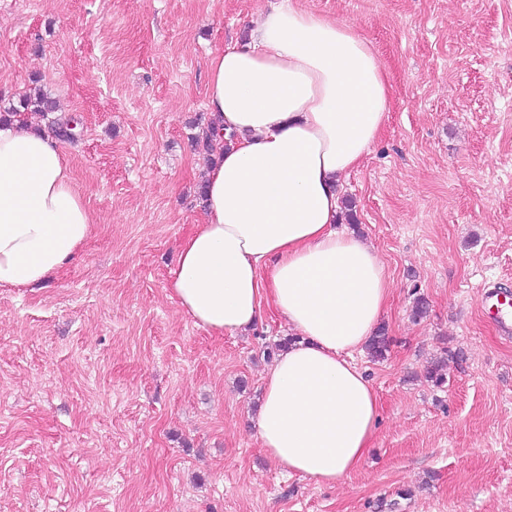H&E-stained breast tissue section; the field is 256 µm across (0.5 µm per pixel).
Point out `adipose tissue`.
Segmentation results:
<instances>
[{
	"label": "adipose tissue",
	"instance_id": "ef3b65f1",
	"mask_svg": "<svg viewBox=\"0 0 512 512\" xmlns=\"http://www.w3.org/2000/svg\"><path fill=\"white\" fill-rule=\"evenodd\" d=\"M390 103L388 75L353 25L296 0L262 13L248 42L209 61L207 106L225 148L170 283L198 327L233 335L268 307L298 333L264 377L255 429L282 471L324 486L359 468L379 419L351 356L375 332L389 282L376 252L337 230V186ZM92 230L59 140L0 124V287L48 280Z\"/></svg>",
	"mask_w": 512,
	"mask_h": 512
}]
</instances>
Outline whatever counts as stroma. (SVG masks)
<instances>
[{
  "label": "stroma",
  "mask_w": 512,
  "mask_h": 512,
  "mask_svg": "<svg viewBox=\"0 0 512 512\" xmlns=\"http://www.w3.org/2000/svg\"><path fill=\"white\" fill-rule=\"evenodd\" d=\"M277 0H0V109L57 103L94 219L46 283L0 287V512H512V0H298L353 24L392 85L342 180L384 263L385 359L355 354L381 419L342 483L282 474L254 415L285 321L194 325L170 295L202 223L213 54ZM425 298V317L412 315ZM447 358V381H426ZM500 302L498 294L493 291L485 292L480 299V304L483 307L496 308V317L499 319L501 330L509 335L512 332V310L511 304L508 302Z\"/></svg>",
  "instance_id": "stroma-1"
}]
</instances>
